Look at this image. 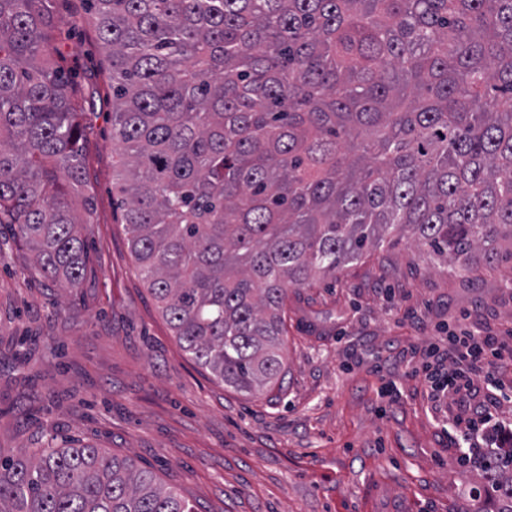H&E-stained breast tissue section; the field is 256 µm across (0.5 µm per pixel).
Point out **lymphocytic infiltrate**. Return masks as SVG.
Here are the masks:
<instances>
[{
  "mask_svg": "<svg viewBox=\"0 0 512 512\" xmlns=\"http://www.w3.org/2000/svg\"><path fill=\"white\" fill-rule=\"evenodd\" d=\"M423 367L428 396L440 401L448 395L463 396L455 425L464 442L479 448L481 440L512 435V427L496 416V389L501 370H512V326L499 332L459 329L428 350Z\"/></svg>",
  "mask_w": 512,
  "mask_h": 512,
  "instance_id": "obj_1",
  "label": "lymphocytic infiltrate"
}]
</instances>
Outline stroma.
Here are the masks:
<instances>
[{
    "label": "stroma",
    "instance_id": "1",
    "mask_svg": "<svg viewBox=\"0 0 512 512\" xmlns=\"http://www.w3.org/2000/svg\"><path fill=\"white\" fill-rule=\"evenodd\" d=\"M55 59L88 97L92 219L78 288L35 278L0 227V453L90 445L196 512H455L480 480L417 369L442 324L512 323V268L410 241L288 291L282 387H224L179 346L136 270L113 185L112 73L86 0H54ZM424 325H417L411 311Z\"/></svg>",
    "mask_w": 512,
    "mask_h": 512
}]
</instances>
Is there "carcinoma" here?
<instances>
[{"instance_id": "obj_1", "label": "carcinoma", "mask_w": 512, "mask_h": 512, "mask_svg": "<svg viewBox=\"0 0 512 512\" xmlns=\"http://www.w3.org/2000/svg\"><path fill=\"white\" fill-rule=\"evenodd\" d=\"M90 2L131 254L225 386L280 383L288 289L389 236L465 269L512 243V0ZM53 24L51 0H0V224L78 288L88 123ZM482 480L459 512H512V445ZM0 512L194 510L126 457L49 443L0 456Z\"/></svg>"}]
</instances>
